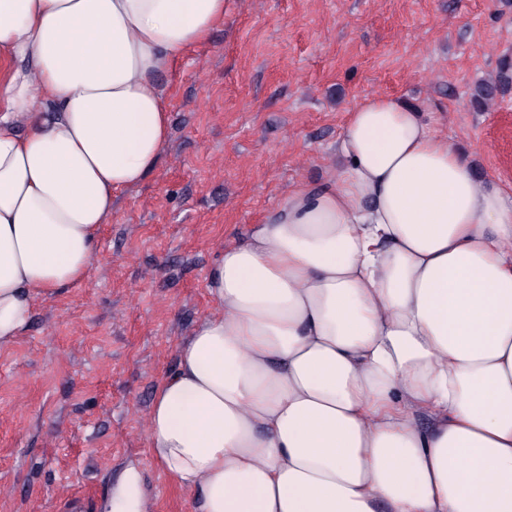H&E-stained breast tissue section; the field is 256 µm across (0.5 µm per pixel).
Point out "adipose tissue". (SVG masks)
Here are the masks:
<instances>
[{"label": "adipose tissue", "mask_w": 512, "mask_h": 512, "mask_svg": "<svg viewBox=\"0 0 512 512\" xmlns=\"http://www.w3.org/2000/svg\"><path fill=\"white\" fill-rule=\"evenodd\" d=\"M224 0H0V348L85 280ZM148 409L201 512H512V191L420 110H349L322 184L224 248Z\"/></svg>", "instance_id": "1"}]
</instances>
